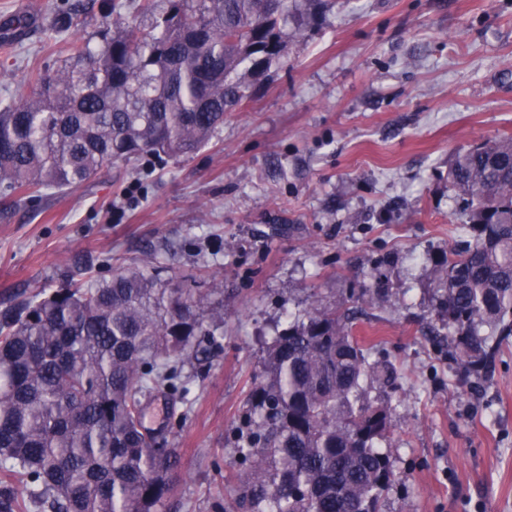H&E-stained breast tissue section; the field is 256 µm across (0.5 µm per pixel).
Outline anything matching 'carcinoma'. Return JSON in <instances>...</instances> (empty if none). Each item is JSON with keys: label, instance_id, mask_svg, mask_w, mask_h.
Masks as SVG:
<instances>
[{"label": "carcinoma", "instance_id": "obj_1", "mask_svg": "<svg viewBox=\"0 0 512 512\" xmlns=\"http://www.w3.org/2000/svg\"><path fill=\"white\" fill-rule=\"evenodd\" d=\"M329 0H168L152 29L113 17L98 44L33 76L0 105V190L64 193L116 162L176 160L209 143L250 80L283 57L281 21L308 26ZM467 238L435 261L431 299L465 372L512 335V138L459 150L448 167ZM210 295L167 288L141 268L36 293L0 310V512H165L178 465L141 423L164 391L184 402L179 366L217 343ZM345 312L315 303L265 344L235 441L244 512H380L394 480L392 409L368 399L395 378L370 362Z\"/></svg>", "mask_w": 512, "mask_h": 512}]
</instances>
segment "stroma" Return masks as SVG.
I'll return each instance as SVG.
<instances>
[{"label":"stroma","instance_id":"stroma-1","mask_svg":"<svg viewBox=\"0 0 512 512\" xmlns=\"http://www.w3.org/2000/svg\"><path fill=\"white\" fill-rule=\"evenodd\" d=\"M111 16L112 0H0V99ZM283 31L287 54L196 153L115 163L63 194L0 192V308L80 282L79 258L108 279L152 257L166 287L202 292L223 274V334L183 367L187 405L144 407L180 460L167 512L235 498L224 477L264 340L312 301L348 308L396 369L370 393L394 406L381 512H512V336L461 385L428 290L431 257L464 236L452 155L512 137V0H340Z\"/></svg>","mask_w":512,"mask_h":512}]
</instances>
